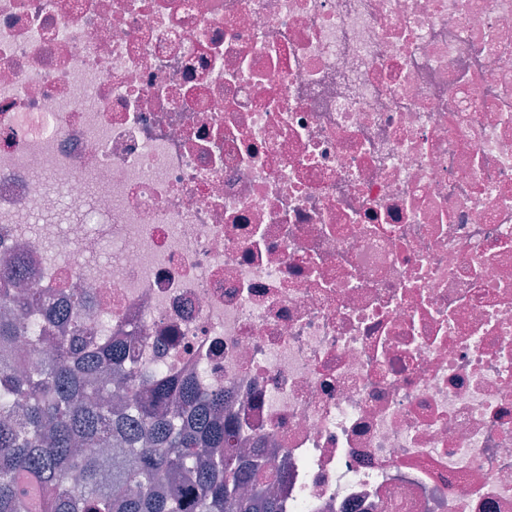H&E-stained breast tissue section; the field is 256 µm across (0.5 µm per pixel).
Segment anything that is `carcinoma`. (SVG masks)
Instances as JSON below:
<instances>
[{
    "label": "carcinoma",
    "mask_w": 512,
    "mask_h": 512,
    "mask_svg": "<svg viewBox=\"0 0 512 512\" xmlns=\"http://www.w3.org/2000/svg\"><path fill=\"white\" fill-rule=\"evenodd\" d=\"M20 277L0 258V512H279L271 462L233 451L224 391L141 379L125 340L83 335V294L62 307ZM42 344L23 366L19 349Z\"/></svg>",
    "instance_id": "carcinoma-1"
}]
</instances>
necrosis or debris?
<instances>
[{"label":"necrosis or debris","instance_id":"necrosis-or-debris-1","mask_svg":"<svg viewBox=\"0 0 512 512\" xmlns=\"http://www.w3.org/2000/svg\"><path fill=\"white\" fill-rule=\"evenodd\" d=\"M3 254L282 512H512V0H0Z\"/></svg>","mask_w":512,"mask_h":512}]
</instances>
